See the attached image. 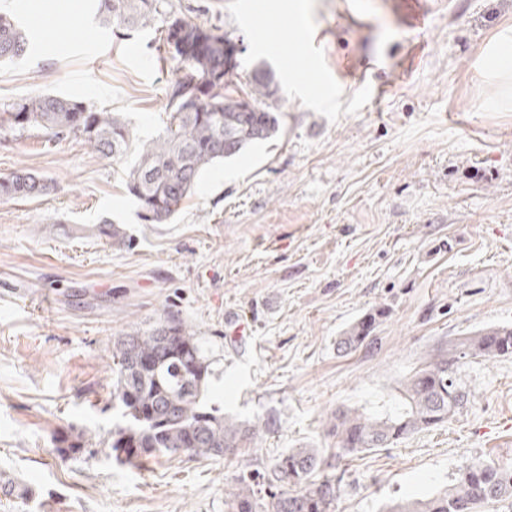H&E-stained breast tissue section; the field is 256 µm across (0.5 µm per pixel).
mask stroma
<instances>
[{"label": "stroma", "mask_w": 512, "mask_h": 512, "mask_svg": "<svg viewBox=\"0 0 512 512\" xmlns=\"http://www.w3.org/2000/svg\"><path fill=\"white\" fill-rule=\"evenodd\" d=\"M171 0L240 48L231 76L273 74L271 139L208 169L175 216L146 224L132 156L81 138L0 129V176L42 195L0 198V512H225L238 476L292 448L336 451V412L385 411L406 377L475 332L512 326V104L484 66L512 35V0ZM29 30L0 63V113L45 92L120 113L156 136L184 64L154 26L121 37L87 0H0ZM123 232L115 243L98 227ZM364 345L336 341L375 308ZM174 312L200 337L208 396L259 435L231 459L117 465L112 349ZM468 400L447 422L346 455L335 512L457 484L467 464L512 468V355L467 357ZM89 455L59 454L66 431ZM47 188L42 178L25 170L0 178V198L28 197L41 194Z\"/></svg>", "instance_id": "1"}]
</instances>
